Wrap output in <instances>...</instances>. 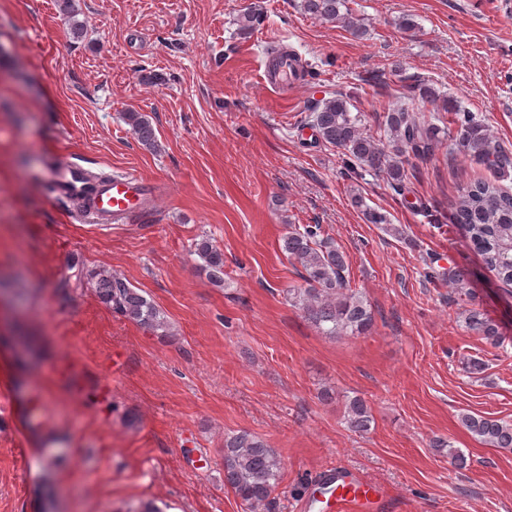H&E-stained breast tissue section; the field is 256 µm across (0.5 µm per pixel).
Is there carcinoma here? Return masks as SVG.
I'll return each mask as SVG.
<instances>
[{
    "mask_svg": "<svg viewBox=\"0 0 512 512\" xmlns=\"http://www.w3.org/2000/svg\"><path fill=\"white\" fill-rule=\"evenodd\" d=\"M303 10L311 18L338 24L361 37L367 32L364 19L353 14L348 0H303ZM264 22L257 9L249 8L238 18L240 35L246 37ZM443 109L455 113L457 146L472 160L495 167L498 179L477 181L464 189L453 221L461 225L488 269L506 285L512 284V193L500 181L512 174V152L506 150L488 133L483 121L471 112H458L451 102ZM125 121L135 138L146 148L157 146L156 130L148 116L130 109ZM312 126L318 138L342 150L346 166L351 170L379 172L388 182L401 189L406 156L425 158L432 155L445 130L433 123L417 120L408 110L386 113L385 124L390 133L389 144L362 129L359 114L350 110V98L338 95L323 100L312 108ZM363 209L370 224H388L386 215L365 206L363 199H353ZM282 251L300 265L303 285L288 289V300L299 307L305 317L324 335L336 337L366 336L374 326L371 306L350 283V261L345 251L325 235L319 224H291L282 238ZM194 253L212 280L224 276V252L208 238L194 244ZM94 287L102 303L128 320L147 329L167 328V321L144 295L123 278L92 273ZM469 330L487 342L497 345L501 336L498 326L476 308L468 310ZM349 428L357 432L370 429L374 417L367 402L356 396L345 405ZM462 426L472 435L495 448L512 449V423L483 415L464 414ZM284 469L276 450L268 447L250 432L242 430L224 436V484L249 507L259 512L271 500Z\"/></svg>",
    "mask_w": 512,
    "mask_h": 512,
    "instance_id": "obj_1",
    "label": "carcinoma"
}]
</instances>
